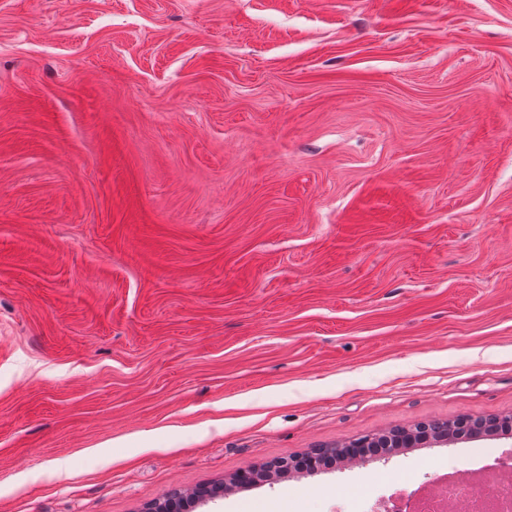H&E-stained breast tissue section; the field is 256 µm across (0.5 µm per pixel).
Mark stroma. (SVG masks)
Wrapping results in <instances>:
<instances>
[{"instance_id": "35a3bbf8", "label": "stroma", "mask_w": 512, "mask_h": 512, "mask_svg": "<svg viewBox=\"0 0 512 512\" xmlns=\"http://www.w3.org/2000/svg\"><path fill=\"white\" fill-rule=\"evenodd\" d=\"M512 0H0V512H369L512 455ZM461 424V421L448 423L438 422L437 425H434L433 423L417 425L415 428L408 430L397 429L373 437L372 439L369 436L359 439L354 443L353 448H363L371 440L368 448L373 443L375 447L370 448H380V452L382 453H393L396 448H407L408 445L420 443L423 441L420 439L422 435H429L431 438L436 436L442 437L444 435L452 436L459 430L458 425Z\"/></svg>"}]
</instances>
